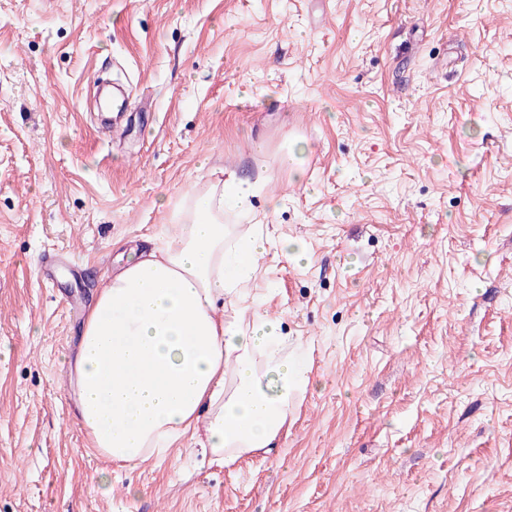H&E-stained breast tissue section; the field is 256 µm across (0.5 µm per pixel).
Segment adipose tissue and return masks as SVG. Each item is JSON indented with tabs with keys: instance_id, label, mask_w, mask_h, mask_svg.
Masks as SVG:
<instances>
[{
	"instance_id": "adipose-tissue-1",
	"label": "adipose tissue",
	"mask_w": 512,
	"mask_h": 512,
	"mask_svg": "<svg viewBox=\"0 0 512 512\" xmlns=\"http://www.w3.org/2000/svg\"><path fill=\"white\" fill-rule=\"evenodd\" d=\"M262 182L228 173L171 207L177 235L128 262L94 295L70 365L75 414L90 446L120 465L165 457L175 439L200 429L213 461L269 451L306 390L307 354H286L283 324L262 311L252 287L272 244L234 231L225 212L250 213Z\"/></svg>"
}]
</instances>
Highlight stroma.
<instances>
[{"label":"stroma","instance_id":"stroma-1","mask_svg":"<svg viewBox=\"0 0 512 512\" xmlns=\"http://www.w3.org/2000/svg\"><path fill=\"white\" fill-rule=\"evenodd\" d=\"M225 170L312 384L271 453L119 466L66 308ZM0 348V512H512V0H0Z\"/></svg>","mask_w":512,"mask_h":512}]
</instances>
